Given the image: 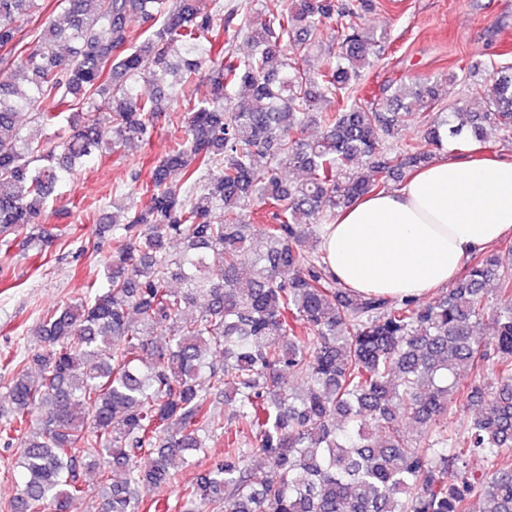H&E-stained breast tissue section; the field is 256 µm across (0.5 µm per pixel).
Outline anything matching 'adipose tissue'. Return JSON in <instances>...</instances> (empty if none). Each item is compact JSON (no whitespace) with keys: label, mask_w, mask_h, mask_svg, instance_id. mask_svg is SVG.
<instances>
[{"label":"adipose tissue","mask_w":512,"mask_h":512,"mask_svg":"<svg viewBox=\"0 0 512 512\" xmlns=\"http://www.w3.org/2000/svg\"><path fill=\"white\" fill-rule=\"evenodd\" d=\"M510 234L512 158L481 163L451 144L399 189L362 199L326 225L322 247L345 287L422 298Z\"/></svg>","instance_id":"adipose-tissue-1"}]
</instances>
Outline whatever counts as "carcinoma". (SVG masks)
Listing matches in <instances>:
<instances>
[{
  "mask_svg": "<svg viewBox=\"0 0 512 512\" xmlns=\"http://www.w3.org/2000/svg\"><path fill=\"white\" fill-rule=\"evenodd\" d=\"M58 2L62 20L24 48L17 22L38 0H0V248L19 230L27 244L57 240L49 196L104 146H141L167 111L179 136L133 203L95 225L112 232L105 282L44 313V350L4 356L0 440L21 441L23 478L10 512H75L87 473L98 512H470L474 500L512 512V244L472 254L428 303L353 294L317 249L341 210L433 159L391 144L407 117L437 148L511 134L512 67L488 81L461 69L481 108L450 102L442 119L430 78L357 105L376 46L359 22L368 0ZM325 30L341 51L315 68ZM64 111L55 145L22 133L21 114L47 126ZM485 320L492 335H475ZM458 398L480 406L463 424L448 417ZM213 438L224 459L175 503L150 496L172 482L174 458L198 465Z\"/></svg>",
  "mask_w": 512,
  "mask_h": 512,
  "instance_id": "1",
  "label": "carcinoma"
}]
</instances>
